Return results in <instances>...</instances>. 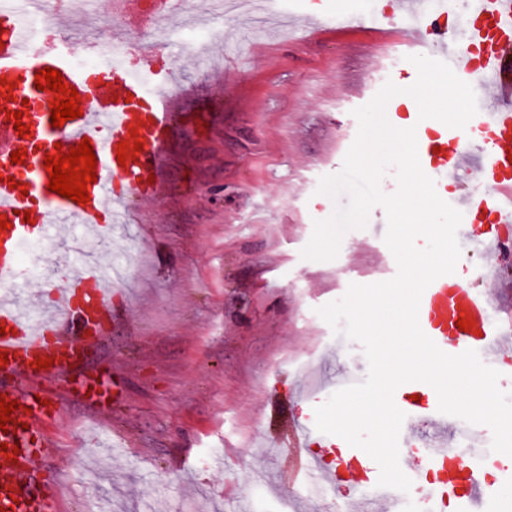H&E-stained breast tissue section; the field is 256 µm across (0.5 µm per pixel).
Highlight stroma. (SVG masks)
<instances>
[{
    "instance_id": "35a3bbf8",
    "label": "stroma",
    "mask_w": 512,
    "mask_h": 512,
    "mask_svg": "<svg viewBox=\"0 0 512 512\" xmlns=\"http://www.w3.org/2000/svg\"><path fill=\"white\" fill-rule=\"evenodd\" d=\"M393 0L363 10L359 0H292L314 15L390 13ZM97 35L125 29L128 48L168 57L184 98L164 167L166 193L141 204L122 245L105 259L129 269L125 304L92 366L112 365L122 400L95 412L64 383L46 424L58 459L64 512L85 499L105 512H269V486L288 495L298 459L289 426L306 405V372L324 385L368 363L358 342L336 345L317 313L350 284L384 281L378 258L383 208L348 231L331 261L302 258L314 223L335 207L318 194L338 173L358 133L355 109L386 82L408 86L417 70L389 61L392 44L352 31L332 35L292 25L243 29L213 13L204 28L172 27L159 0L129 13L111 0H83Z\"/></svg>"
}]
</instances>
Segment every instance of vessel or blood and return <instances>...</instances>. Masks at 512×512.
Wrapping results in <instances>:
<instances>
[{
    "label": "vessel or blood",
    "instance_id": "b4317fda",
    "mask_svg": "<svg viewBox=\"0 0 512 512\" xmlns=\"http://www.w3.org/2000/svg\"><path fill=\"white\" fill-rule=\"evenodd\" d=\"M471 50H458L446 33L435 28L410 26L408 39L425 47L430 57L448 63L459 79L475 83L485 94L486 109L465 128H452L426 119L416 129L418 156L423 171L440 185L465 170L491 173L481 194L466 193L453 199L459 210L494 212L499 223H512V0H473ZM70 14L58 11L40 31L41 47L21 22L15 0H0V77L12 82V91L0 86V215L8 230L0 232V351L8 363L0 365V398L17 401L0 444L19 448L16 461L0 451V507L7 512H58L61 486L55 471L42 467L51 444L42 430L59 404L49 396L46 381L61 377L69 395L86 400L95 411L111 410L115 391L108 370L84 368L88 355L100 350L112 328L118 306L112 300V268L83 262L62 287L56 288L50 306L18 308L3 294L15 284L24 241L42 238L72 242L73 228L98 230L103 224L129 223L137 201L157 196L162 187L164 156L172 141L177 119L179 82L174 65L160 55L126 53L112 68L99 71L75 67L72 45L65 37ZM44 68L59 70L64 83L74 87L84 103L82 116L53 126L50 102L54 92L37 89L36 75ZM18 111L28 132L19 135L7 111ZM138 135L142 151L118 163L119 142ZM89 140L94 150L96 180L89 184L90 200L81 205L50 191L45 155L57 147L72 148ZM23 149V163L10 160ZM458 235L467 239L480 256H501L503 239L463 224ZM497 301L485 290L470 286L457 275L435 279L423 292L419 324L445 353L477 351L481 360L512 379V365L500 362L503 343L512 338V313L494 316ZM473 320L469 331H459L456 321ZM49 360L36 369L35 359ZM408 426L431 434L425 452L400 451L403 472L418 487L421 497L456 499L459 512H512V469L507 485L493 492L480 482L472 461L448 445L452 416L439 412L437 403L404 402L400 406ZM293 445L303 448L324 442L314 417L296 421ZM442 471L437 489L424 488L429 470ZM357 474L371 502L393 504L397 492L378 485L379 468L362 449L350 447L346 458L330 467L319 459L299 460L297 476L313 475L332 485L341 473Z\"/></svg>",
    "mask_w": 512,
    "mask_h": 512
}]
</instances>
